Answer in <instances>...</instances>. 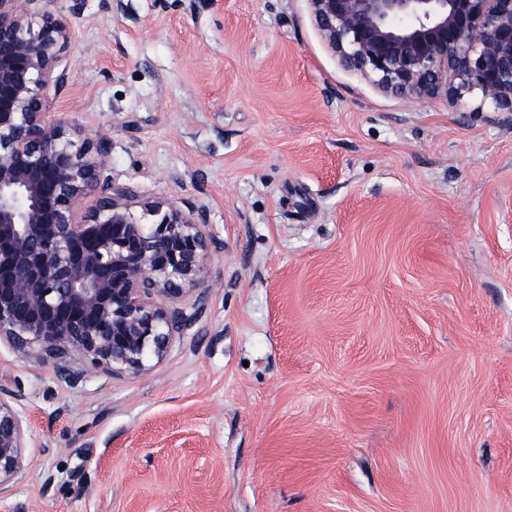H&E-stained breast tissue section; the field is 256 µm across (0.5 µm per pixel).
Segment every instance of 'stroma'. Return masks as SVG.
<instances>
[{"mask_svg": "<svg viewBox=\"0 0 512 512\" xmlns=\"http://www.w3.org/2000/svg\"><path fill=\"white\" fill-rule=\"evenodd\" d=\"M55 116L203 207L201 322L73 389L0 342L31 428L0 512H512V114L344 69L307 0H86Z\"/></svg>", "mask_w": 512, "mask_h": 512, "instance_id": "stroma-1", "label": "stroma"}]
</instances>
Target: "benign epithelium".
I'll return each mask as SVG.
<instances>
[{"instance_id":"1","label":"benign epithelium","mask_w":512,"mask_h":512,"mask_svg":"<svg viewBox=\"0 0 512 512\" xmlns=\"http://www.w3.org/2000/svg\"><path fill=\"white\" fill-rule=\"evenodd\" d=\"M0 0V341L68 386L136 375L206 310L207 211L142 203L106 174L110 138L52 117L65 21ZM340 64L404 100L512 112V0H308ZM39 28H33L36 17ZM20 381L0 380V494L26 478Z\"/></svg>"}]
</instances>
